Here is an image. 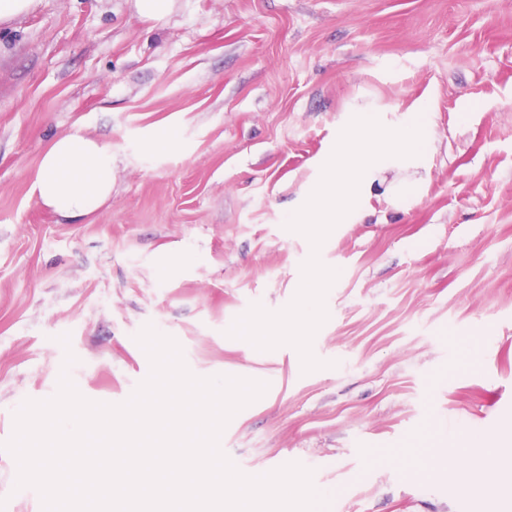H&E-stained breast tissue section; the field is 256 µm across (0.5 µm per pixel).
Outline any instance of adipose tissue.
Here are the masks:
<instances>
[{"instance_id":"ef3b65f1","label":"adipose tissue","mask_w":512,"mask_h":512,"mask_svg":"<svg viewBox=\"0 0 512 512\" xmlns=\"http://www.w3.org/2000/svg\"><path fill=\"white\" fill-rule=\"evenodd\" d=\"M30 193L59 217H86L112 195V155L95 139L73 132L44 151Z\"/></svg>"}]
</instances>
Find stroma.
<instances>
[{"mask_svg":"<svg viewBox=\"0 0 512 512\" xmlns=\"http://www.w3.org/2000/svg\"><path fill=\"white\" fill-rule=\"evenodd\" d=\"M359 113L420 122L424 161L387 158L321 246L306 373L227 331L293 300L312 251L285 223ZM76 131L112 196L68 222L29 189ZM148 324L195 376L267 383L220 438L242 473L300 463L328 512H512V0H41L0 28V444L61 373L125 402ZM16 478L0 448V512H42Z\"/></svg>","mask_w":512,"mask_h":512,"instance_id":"35a3bbf8","label":"stroma"}]
</instances>
